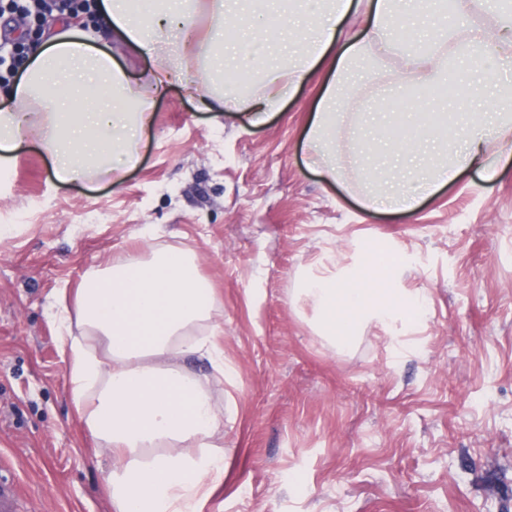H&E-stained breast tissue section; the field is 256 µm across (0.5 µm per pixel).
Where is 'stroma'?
<instances>
[{
  "mask_svg": "<svg viewBox=\"0 0 512 512\" xmlns=\"http://www.w3.org/2000/svg\"><path fill=\"white\" fill-rule=\"evenodd\" d=\"M328 58L265 124L154 104L120 182L56 185L30 137L0 184V449L21 512H114L51 318L59 289L144 241L188 247L224 327V472L199 512H512V163L476 168L407 213L365 208L310 165ZM374 250L427 299L336 348L295 301L305 272Z\"/></svg>",
  "mask_w": 512,
  "mask_h": 512,
  "instance_id": "obj_1",
  "label": "stroma"
}]
</instances>
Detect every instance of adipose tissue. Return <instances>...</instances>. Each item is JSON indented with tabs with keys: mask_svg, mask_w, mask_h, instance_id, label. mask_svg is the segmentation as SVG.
Here are the masks:
<instances>
[{
	"mask_svg": "<svg viewBox=\"0 0 512 512\" xmlns=\"http://www.w3.org/2000/svg\"><path fill=\"white\" fill-rule=\"evenodd\" d=\"M248 45L224 41L238 0H98L97 21L84 29L66 22L44 31L9 85L0 107V173L38 132L62 184L96 171L117 179L139 162L138 139L151 126L154 96L179 80L200 110L233 104L259 124L281 107L328 55L336 71L307 129L312 164L328 179L349 178L366 207L408 211L440 184L472 166L487 178L502 173L512 146V9L504 0H259ZM484 15L490 25L452 26L449 13ZM365 21L363 35L339 44L349 16ZM426 26L401 36L395 20ZM112 41L155 60L150 86L132 82L110 53L95 46L98 28ZM290 41L279 63L259 79L224 82L215 60L240 59L245 47ZM393 71H385L386 63ZM374 74L371 98L418 102L433 88L464 76L471 94H489L491 112H350L355 70ZM299 296L326 337L345 346L368 324L422 318L425 298L406 294L372 254L350 270L324 269L304 278ZM218 299L188 248L152 245L144 258L118 257L89 272L74 306L57 299L52 317L70 357L72 400L107 460L106 488L114 512H198L204 488L222 469L214 452L221 412L209 381L176 368L179 358L224 369Z\"/></svg>",
	"mask_w": 512,
	"mask_h": 512,
	"instance_id": "adipose-tissue-1",
	"label": "adipose tissue"
}]
</instances>
